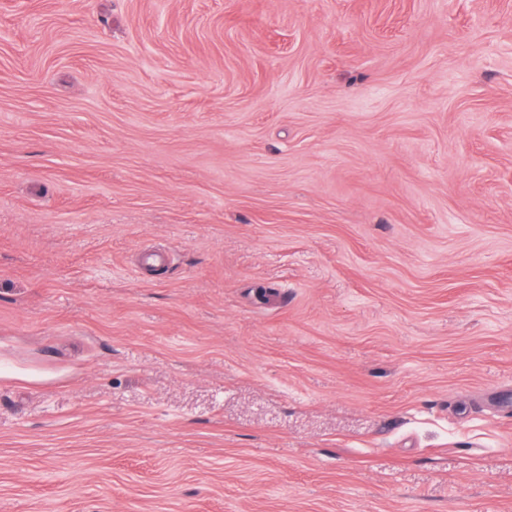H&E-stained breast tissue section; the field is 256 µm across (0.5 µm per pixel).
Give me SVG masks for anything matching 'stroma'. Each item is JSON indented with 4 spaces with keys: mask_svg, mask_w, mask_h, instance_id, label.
Here are the masks:
<instances>
[{
    "mask_svg": "<svg viewBox=\"0 0 512 512\" xmlns=\"http://www.w3.org/2000/svg\"><path fill=\"white\" fill-rule=\"evenodd\" d=\"M512 0H0V512H512Z\"/></svg>",
    "mask_w": 512,
    "mask_h": 512,
    "instance_id": "obj_1",
    "label": "stroma"
}]
</instances>
